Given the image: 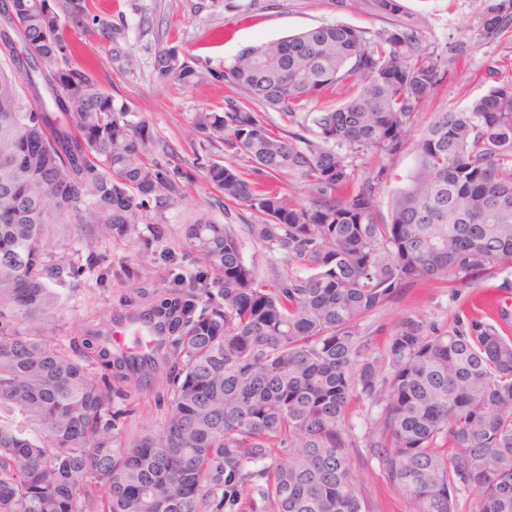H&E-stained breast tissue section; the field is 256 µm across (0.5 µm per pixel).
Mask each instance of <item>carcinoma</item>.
Instances as JSON below:
<instances>
[{"label": "carcinoma", "instance_id": "obj_1", "mask_svg": "<svg viewBox=\"0 0 512 512\" xmlns=\"http://www.w3.org/2000/svg\"><path fill=\"white\" fill-rule=\"evenodd\" d=\"M32 2L13 0L19 52L0 49V512H365L344 427L353 397L376 408L363 447L411 512H456L464 491L478 512H512V339L472 312L450 329L407 317L381 366L361 330L414 279L463 281L512 260V83L491 70L487 94L437 113L409 184L389 196L390 168L356 183L352 159L400 153L454 61L422 47L419 23L372 38L345 24L305 30L244 47L218 74L162 48L160 77L216 76L258 105L229 100L193 121L251 173L222 160L184 170L155 157L145 121L74 59L87 0ZM509 31L512 0H489L480 36ZM338 86L351 95L306 113L301 131L268 128L264 112L293 118ZM32 139L42 152L25 150ZM198 169L215 206L252 219L199 211L183 225L198 274H174L121 320L158 345L118 354L100 329L67 345L45 335L55 287L98 263L94 240L140 236L150 200L177 202ZM286 176L308 186L306 202L270 184ZM59 225L85 248H56ZM243 233L298 268L259 273ZM160 359L161 428L119 435L131 410L113 406L112 379L135 381Z\"/></svg>", "mask_w": 512, "mask_h": 512}]
</instances>
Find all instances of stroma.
I'll return each instance as SVG.
<instances>
[{"instance_id":"35a3bbf8","label":"stroma","mask_w":512,"mask_h":512,"mask_svg":"<svg viewBox=\"0 0 512 512\" xmlns=\"http://www.w3.org/2000/svg\"><path fill=\"white\" fill-rule=\"evenodd\" d=\"M487 3L402 0L404 19L421 22L423 47L445 54L460 45L464 53L422 104L416 125L407 133L406 147L390 162L375 153L359 155L353 161L357 178L387 163L392 169L391 189L402 188L415 167L411 145L435 113L465 108L486 94L490 88L488 68H497L505 80H512V33L494 40L479 36ZM90 12L111 21L119 35L109 42L97 30H73L76 61L90 68L110 94L125 100L147 121L159 158L181 167L221 157L224 152L222 144L193 132L195 114L206 109L223 111L228 100L240 102L244 95L208 77L193 85L160 79L154 69L159 49L177 48L180 55L206 60L217 70L245 46L308 29L341 23L373 35L392 25L391 20L374 15L369 0H354L349 7L334 5L333 0H90ZM215 195L204 172H197L185 186L180 204L147 210L149 223L164 224L168 230L162 243L148 245L140 238L97 239L95 249L104 256V263L62 287L61 304L47 321L46 334L66 341L90 326H110L113 316L129 308L146 307L156 287L170 280L169 268L158 254L165 247L179 249L181 228L189 216L204 209L217 223H226L223 210L212 205ZM476 306L490 316L506 311L508 318L500 326L512 337V261L487 267L459 288L441 280L408 283L363 320L362 327L371 338L369 354L381 357L395 325L404 317L418 315L447 329ZM112 387L126 394L132 410L125 434H137L146 424L160 425L163 411L158 399L166 392L164 374L139 386L116 381ZM353 458V473L366 512H408L404 498L369 459L365 448H355Z\"/></svg>"}]
</instances>
